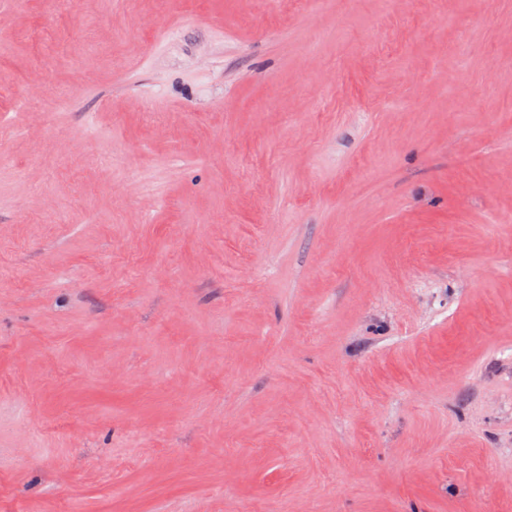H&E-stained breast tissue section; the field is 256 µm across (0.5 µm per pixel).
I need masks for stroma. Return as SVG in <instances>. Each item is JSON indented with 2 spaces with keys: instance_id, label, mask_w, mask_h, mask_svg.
<instances>
[{
  "instance_id": "1",
  "label": "stroma",
  "mask_w": 512,
  "mask_h": 512,
  "mask_svg": "<svg viewBox=\"0 0 512 512\" xmlns=\"http://www.w3.org/2000/svg\"><path fill=\"white\" fill-rule=\"evenodd\" d=\"M0 512H512V0H0Z\"/></svg>"
}]
</instances>
